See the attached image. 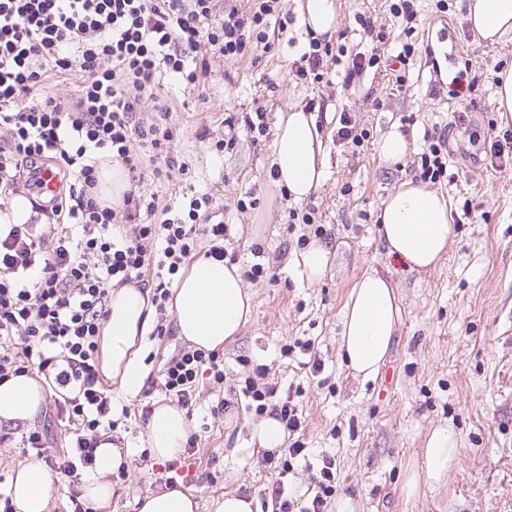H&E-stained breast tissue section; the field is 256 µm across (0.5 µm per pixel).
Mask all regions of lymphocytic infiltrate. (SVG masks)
<instances>
[{"label":"lymphocytic infiltrate","instance_id":"obj_1","mask_svg":"<svg viewBox=\"0 0 512 512\" xmlns=\"http://www.w3.org/2000/svg\"><path fill=\"white\" fill-rule=\"evenodd\" d=\"M370 52L349 54L343 88L379 66L389 39L371 17L358 16ZM279 0H253L249 12L231 0H0V198L30 196L22 224L0 223V380L38 372L51 391L57 424L71 434L69 449L52 451L45 430L23 434L37 458L71 484L81 483L94 460L101 433L116 427L112 389L99 367V343L113 289L145 284L151 304L165 314L172 278L197 255L235 261L226 247V226L200 224L196 215L209 196L192 198L188 211L159 206L143 191V153L159 161L157 178L189 172L170 154V124L143 123L133 115L158 101L165 76L189 87L207 77L214 63H232L250 42L271 50L285 29ZM74 75L78 89L62 97L50 90L53 77ZM453 125L426 131L420 155L424 182L445 171ZM51 162L62 190L48 203L38 159ZM114 163L128 176L116 206L101 204L99 168ZM268 368L256 365L237 392L256 415H269L293 441L280 465L263 452L268 467L290 472L291 460L306 458L303 411ZM224 382V362L215 352L182 347L140 394L146 402L162 392L178 404H196L201 377ZM129 415V408L119 410ZM333 460L323 457L302 500L287 498L283 481L261 488L272 512H324L335 479Z\"/></svg>","mask_w":512,"mask_h":512}]
</instances>
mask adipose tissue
Listing matches in <instances>:
<instances>
[{"instance_id":"1","label":"adipose tissue","mask_w":512,"mask_h":512,"mask_svg":"<svg viewBox=\"0 0 512 512\" xmlns=\"http://www.w3.org/2000/svg\"><path fill=\"white\" fill-rule=\"evenodd\" d=\"M467 19L482 40L494 43L512 34V0H469ZM277 180L297 202L308 199L324 180L322 142L311 112L293 107L280 115L272 145ZM378 235L388 256L408 271L431 272L447 253L455 235L447 199L422 181L407 178L388 194L379 210ZM251 311L240 265L200 257L184 269L174 288L173 317L180 338L212 351L240 336ZM154 309L148 290L125 286L114 290L109 318L101 332L100 367L105 377L126 392L135 391L145 376L143 354ZM399 307L392 280L379 270L358 279L341 320L340 351L354 375H376L384 364L397 327ZM44 386L34 374L0 382V427L25 424L43 400ZM189 426L184 412L158 406L147 426V442L156 461L175 457L184 447ZM459 441L446 427L433 429L422 450V464L406 480L415 494L419 484L438 485L458 461ZM122 449L111 440L96 451L94 471L84 496L96 507H109L115 494L110 480L123 465ZM57 482L34 461L20 467L9 484L14 512H48ZM194 496L178 488L146 492L138 512H198Z\"/></svg>"}]
</instances>
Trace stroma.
Wrapping results in <instances>:
<instances>
[{
	"label": "stroma",
	"mask_w": 512,
	"mask_h": 512,
	"mask_svg": "<svg viewBox=\"0 0 512 512\" xmlns=\"http://www.w3.org/2000/svg\"><path fill=\"white\" fill-rule=\"evenodd\" d=\"M466 3L448 0L443 13L436 0H415L417 52L401 85L394 75L371 69L359 86L344 90L342 64L332 66L328 86L290 75V63L309 42L300 0H281L283 13L294 19L289 37L259 63L245 58L214 64L191 90L164 81V101L180 125L171 153L189 162L192 178L148 177L144 190L159 204L174 206L190 188L210 195L200 223L227 224L242 269L258 262L276 274L273 284L245 283L252 315L241 335L219 352L224 384L235 385L254 363L268 365L270 378L281 385L299 387L303 440L311 455L335 460V495L325 512H336L335 497L342 493L352 497L354 512H512V164L491 166L484 148L490 132L512 133V118L497 112L494 101L496 73L512 65V37L492 45L481 41L466 18ZM337 4V28L351 50L370 48L355 23L356 15L365 14L394 35L389 53L400 51L402 28L389 10L391 0ZM436 65L448 77L476 80L484 96L467 105L448 91L433 93ZM313 103L320 107L317 124L327 164L321 187L302 203L283 194L271 176V140L255 142L243 134L223 154L210 150L224 136L225 116L260 107L272 125L289 107ZM461 110L468 122L456 130L447 170L435 184L460 221L439 266L425 276L412 274L386 256L376 216L386 195L413 176L426 129L451 122ZM343 111L368 132L363 148L337 142L335 118ZM395 128L407 136L410 150L391 163L377 144ZM253 198L258 209H239L238 200ZM298 205L313 209V225L289 226L288 213ZM302 234L330 252L315 280L301 273ZM374 268L391 272L399 321L380 371L362 379L341 360L340 321L353 284ZM297 339L313 342L320 372L305 367L302 353L281 355V346ZM113 395L131 411L112 434L129 448L131 460L125 479L114 482L112 512H137V499L169 486V475L165 463L149 454L139 393L117 389ZM214 399L203 395L187 417L200 438L186 461L193 472L186 489L198 500L199 512H215L225 494L240 495L272 479L255 452L259 417L235 405L212 418L208 407ZM439 425L459 438V461L443 484L424 485L407 496L405 476Z\"/></svg>",
	"instance_id": "1"
}]
</instances>
